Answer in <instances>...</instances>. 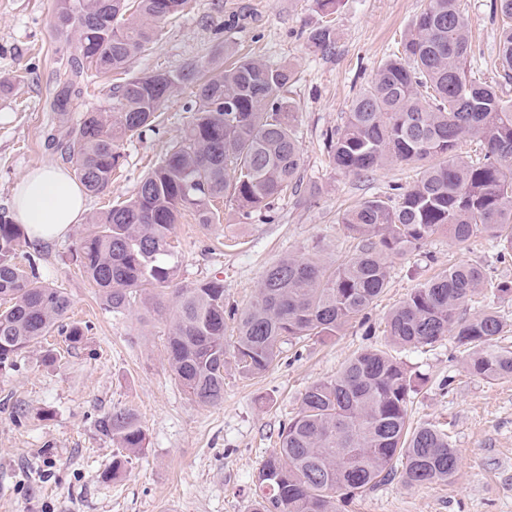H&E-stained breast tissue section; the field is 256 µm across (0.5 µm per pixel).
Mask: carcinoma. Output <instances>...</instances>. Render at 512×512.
<instances>
[{
  "mask_svg": "<svg viewBox=\"0 0 512 512\" xmlns=\"http://www.w3.org/2000/svg\"><path fill=\"white\" fill-rule=\"evenodd\" d=\"M188 0H57L56 29L72 39L57 78L51 111L59 118L48 139L72 163L86 190L105 194L121 165L120 146L156 131V114L170 95L190 86L194 117L134 195L91 217L76 242V261L100 289L104 304L122 313L141 301L164 309L156 289L173 285L179 262L174 224L185 211L207 225L219 219L214 202L260 213L297 192L301 151L297 115L285 96L292 63L240 58L203 69L196 61L170 72L131 74L133 60L153 48L159 24L181 14ZM500 20V75L512 79V0H495ZM319 50L335 44V30L308 33ZM475 55L460 0H429L416 16L402 51L381 63L352 100L342 127L327 135L330 162L363 175L388 163L430 161L393 198L368 199L343 213L356 251L332 267L288 256L263 273L254 301L224 304V283L175 288L166 350L175 380L199 405L224 399V365L233 359L245 378L265 374L285 343L340 334L388 284V260L424 246L444 231L458 247L485 233L512 252V105L496 85L471 68ZM126 78L110 89L109 110L76 119L73 102L107 74ZM465 135L479 139L483 157L455 158ZM23 225L0 212V370L52 331L81 344V326L68 321L64 289L38 280L17 261ZM482 267L458 263L420 283L387 318L391 345L432 347L445 337L468 351V373L486 382L512 379V348L499 344L503 320L486 306L469 315L465 304L484 291ZM236 323L233 341L226 320ZM423 378L381 348L348 359L336 377L313 384L279 447L255 476L251 512H337L336 502L399 480L438 485L455 476L458 453L448 430L409 426V405ZM100 430L130 454L143 448L144 430L130 408L99 420Z\"/></svg>",
  "mask_w": 512,
  "mask_h": 512,
  "instance_id": "obj_1",
  "label": "carcinoma"
}]
</instances>
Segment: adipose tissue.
<instances>
[{
    "instance_id": "obj_1",
    "label": "adipose tissue",
    "mask_w": 512,
    "mask_h": 512,
    "mask_svg": "<svg viewBox=\"0 0 512 512\" xmlns=\"http://www.w3.org/2000/svg\"><path fill=\"white\" fill-rule=\"evenodd\" d=\"M85 189L64 167L41 166L28 170L13 190L12 208L27 239L51 244L64 239L85 214Z\"/></svg>"
}]
</instances>
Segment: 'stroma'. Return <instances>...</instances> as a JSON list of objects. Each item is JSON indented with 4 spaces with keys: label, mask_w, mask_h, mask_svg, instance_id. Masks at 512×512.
<instances>
[{
    "label": "stroma",
    "mask_w": 512,
    "mask_h": 512,
    "mask_svg": "<svg viewBox=\"0 0 512 512\" xmlns=\"http://www.w3.org/2000/svg\"><path fill=\"white\" fill-rule=\"evenodd\" d=\"M492 0H462L478 41L474 71L512 100V81L497 69L499 18ZM428 0H340L322 13L316 0H191L162 25L160 41L135 59L134 73L174 71L195 60L209 64L216 49L250 53L265 62L288 61L294 80L288 96L298 116L301 143L296 193L282 196L264 214L243 215L220 199L221 220L202 226L184 213L173 230L177 285L224 282L226 305L253 301L267 267L288 255L342 262L354 241L339 219L361 201L409 187L416 164L390 163L355 176L337 171L325 137L341 126L355 94L378 65L400 47ZM55 0H0V210H11L12 190L27 170L65 165L47 135L56 119L49 103L55 78L69 54L55 30ZM330 24L336 47L310 48V29ZM189 91L165 104L159 134L124 141L122 167L107 194L88 195V214L134 194L192 118ZM74 238L23 244L20 264L39 279L64 288L71 321L84 330L81 347L63 336L19 355L0 371V512H250L253 479L280 430L301 408L306 390L334 378L345 361L386 344L388 313L416 285L455 263L482 266L488 280H512V256L486 236L470 248L440 233L419 249L392 259L387 288L366 324L351 323L336 337L284 345L263 376L224 373V399L203 406L175 381L166 353L167 314L135 305L112 313L75 263ZM59 353L57 362L46 350ZM411 372L424 377L409 409L411 426H448L458 451L455 477L435 486L395 481L342 503L340 512H512V381L489 383L470 376L452 339L427 349L397 350ZM120 408L136 411L145 449L120 470L122 451L102 434L98 420Z\"/></svg>",
    "instance_id": "35a3bbf8"
}]
</instances>
